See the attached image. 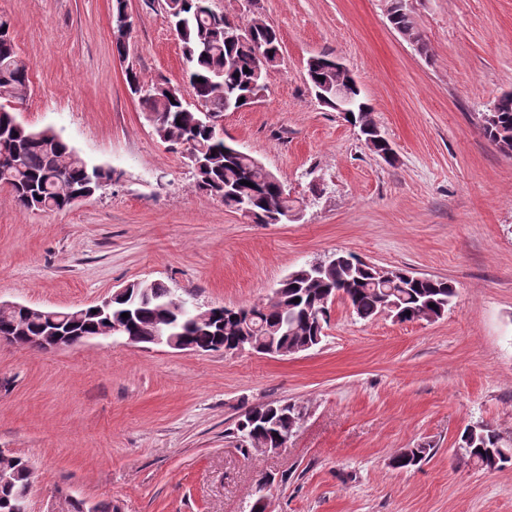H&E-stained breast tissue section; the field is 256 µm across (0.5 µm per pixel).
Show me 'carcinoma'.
Returning a JSON list of instances; mask_svg holds the SVG:
<instances>
[{
    "label": "carcinoma",
    "instance_id": "1",
    "mask_svg": "<svg viewBox=\"0 0 512 512\" xmlns=\"http://www.w3.org/2000/svg\"><path fill=\"white\" fill-rule=\"evenodd\" d=\"M210 2H167V13L179 21L174 31L182 43L185 74L196 103L184 99L177 86L146 82L132 69L126 71V80L129 86L138 87L142 112L149 115L155 133L189 160L200 191L220 198L224 206L236 211L242 205L248 206L258 224H274L294 210L296 200L291 198L283 182L260 166L257 159L224 139V128L218 120L232 108L240 110L252 104V99L265 90L268 71L279 65V35L266 25L239 39L234 36L237 22L215 12ZM391 25L415 37L419 50L427 52L426 42L415 36L409 14L397 13ZM8 28L10 22L0 16V185L9 186L17 204L24 209L63 210L71 206V199L90 198L112 182V169L88 165L53 129L44 128L37 137L35 129L16 120L11 110L27 96L31 67ZM307 74L309 82L317 84L322 92L320 102L335 108L333 91L325 88L336 83L330 59L312 58ZM320 76L324 80H318ZM349 92L354 101L350 124L361 130L372 121L371 107L363 101L360 89L351 88ZM481 129L503 152L512 151V93L501 95L495 111L482 116ZM244 180L252 186L242 184ZM392 276L393 279L384 283L375 267L351 254L337 252L322 272H315L308 264L290 272L279 283L278 292L268 295L262 303L214 310L216 318L210 324L193 321L190 298L183 297L181 304L175 305L177 294L161 282L132 283L130 290L146 291L148 304L140 308L138 316L142 341H151L150 329L155 324L172 321L178 335L207 351L215 348L221 336L229 347L244 334L257 336L260 343L278 348L313 343L324 337L329 321L325 312L337 293L344 295L352 313L364 321L379 316L387 307L401 322L421 320L425 315L439 319L451 308L456 296L451 283L403 268L392 270ZM295 298L300 302H293ZM126 307L125 303L114 302L107 317L92 313L94 307L88 306L81 320L67 322L28 317L21 310L0 311V332L21 320L26 323V330L15 332L17 336L61 334L70 337L71 344L77 346L89 332L107 335L112 328L110 321ZM274 407L278 431L282 434L301 420V411L291 403L263 404L246 410L235 427L239 442L246 444L244 448L238 447L245 458L274 444L271 431L250 423L253 414ZM457 445L461 460L483 469H490L493 456L502 463L512 462V440L505 439L489 424L466 427ZM430 452L431 448L424 444L401 448L392 456L391 467L411 469ZM26 463L28 460L17 458L12 481L0 484V512H11L14 497L32 489Z\"/></svg>",
    "mask_w": 512,
    "mask_h": 512
}]
</instances>
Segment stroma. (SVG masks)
Masks as SVG:
<instances>
[{
    "label": "stroma",
    "instance_id": "1",
    "mask_svg": "<svg viewBox=\"0 0 512 512\" xmlns=\"http://www.w3.org/2000/svg\"><path fill=\"white\" fill-rule=\"evenodd\" d=\"M113 4L0 0L31 64L18 121L121 174L63 211L22 209L0 186V301L71 311L158 281L201 308L248 305L338 251L448 280L457 296L443 318L405 323L336 301L322 343L288 357L0 342V449L33 465L30 512L57 490L114 512H248L263 475L275 478L269 512H512V462L486 470L455 453L470 424L512 437V154L481 131L512 92V0H410L424 55L390 24L389 0H212L280 37L263 97L223 127L305 201L286 224L253 223L196 188L126 83L130 67L183 80L165 0H125L123 61ZM321 55L358 82L393 162L316 98L307 62ZM276 401L301 410L299 425L244 459L240 414ZM419 444L432 447L420 467H391Z\"/></svg>",
    "mask_w": 512,
    "mask_h": 512
}]
</instances>
